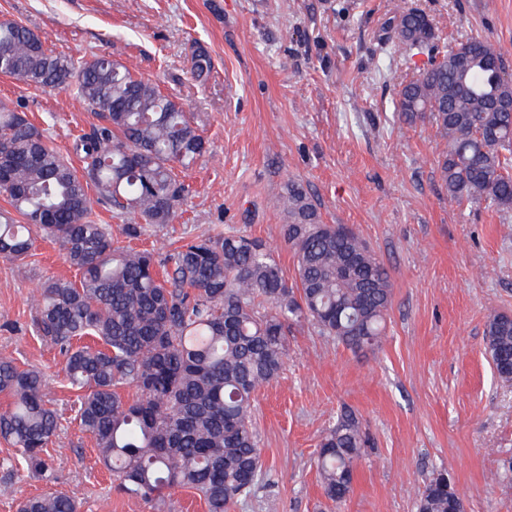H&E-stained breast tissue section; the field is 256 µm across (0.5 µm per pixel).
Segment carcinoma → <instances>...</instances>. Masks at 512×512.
Segmentation results:
<instances>
[{
  "label": "carcinoma",
  "instance_id": "1",
  "mask_svg": "<svg viewBox=\"0 0 512 512\" xmlns=\"http://www.w3.org/2000/svg\"><path fill=\"white\" fill-rule=\"evenodd\" d=\"M428 15L409 9L385 37L390 57L428 56L400 83V121L429 120L445 141L436 163L448 200L512 209V83L491 43L468 38L439 57ZM0 74L39 88H73L101 124L74 142L79 165L63 157L22 113L0 103V257L26 258L33 234L60 243L79 281L51 278L31 296L37 335L65 356L64 374L79 392L75 419L112 473L114 488L162 510L178 488L195 490L208 512H231L262 472L251 413L257 390L277 379L288 333L308 322L353 352L379 346L393 285L368 244L343 224H325L304 185L290 179L277 197L296 257L288 285L266 242L235 233L201 235L168 250L114 245L93 217V203L129 220L167 224L190 193L175 173L207 152L181 103L135 76L109 54L75 60L48 48L17 21L0 19ZM209 54L193 58L204 81ZM96 200H91L89 191ZM488 353L499 379L512 382V316L486 324ZM136 389L133 398L122 390ZM44 375L0 355V438L30 470L47 476L46 448L61 416L46 399ZM365 433L351 412L323 436L317 457L325 497L352 490ZM448 493L432 479L418 512H450ZM19 512H78L63 494L29 497Z\"/></svg>",
  "mask_w": 512,
  "mask_h": 512
}]
</instances>
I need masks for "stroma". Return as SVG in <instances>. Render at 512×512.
Listing matches in <instances>:
<instances>
[{
	"mask_svg": "<svg viewBox=\"0 0 512 512\" xmlns=\"http://www.w3.org/2000/svg\"><path fill=\"white\" fill-rule=\"evenodd\" d=\"M411 7L429 14L439 53L485 38L512 71V0H0V17L56 53H108L158 83L207 140L175 218L144 225L129 241L134 250L237 233L265 240L294 280L275 202L292 178L324 223L352 229L390 273L393 301L375 350L353 353L307 323L289 334L285 367L252 411L262 476L233 512H417L420 493L443 472L467 512H512V382L497 377L484 336L490 315H512V210L450 202L435 127L396 116L404 65L381 38ZM199 47L213 63L203 83L191 72ZM0 101L27 113L64 155L98 123L70 88L0 74ZM57 277L77 274L53 240L37 238L25 259L0 258V353L46 374L62 416L47 448L49 478L0 440V512L51 492L73 497L80 512H155L113 488L74 419L77 393L59 374L58 348L32 327L29 296ZM346 411L369 443L349 497L335 506L315 461Z\"/></svg>",
	"mask_w": 512,
	"mask_h": 512,
	"instance_id": "stroma-1",
	"label": "stroma"
}]
</instances>
